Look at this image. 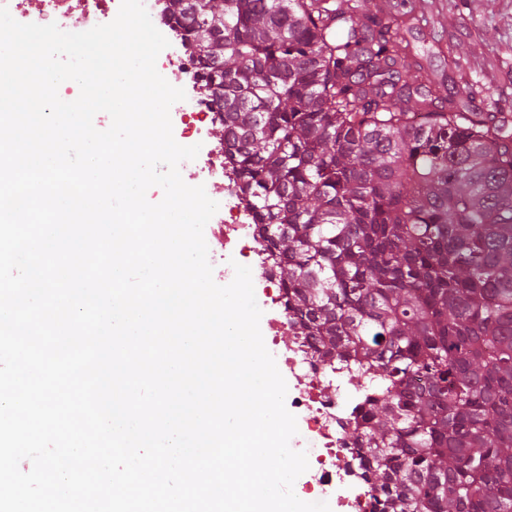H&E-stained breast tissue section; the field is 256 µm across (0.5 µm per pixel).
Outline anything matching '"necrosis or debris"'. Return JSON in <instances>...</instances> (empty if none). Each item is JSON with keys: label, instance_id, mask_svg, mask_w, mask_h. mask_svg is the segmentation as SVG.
Returning a JSON list of instances; mask_svg holds the SVG:
<instances>
[{"label": "necrosis or debris", "instance_id": "4bbe7bcc", "mask_svg": "<svg viewBox=\"0 0 512 512\" xmlns=\"http://www.w3.org/2000/svg\"><path fill=\"white\" fill-rule=\"evenodd\" d=\"M155 27L168 39L171 49L162 64V75L183 88L186 98L175 113L181 136L203 151L181 167L198 185L220 188L223 204L211 219L213 235L222 249L213 257L225 281H232L234 264L250 267L255 287L261 288L270 312L265 318L268 341L274 347L276 364L288 377V398L297 419L298 433L292 449L306 452L308 478L301 493L310 501L327 502L331 512H371L374 490L353 470L359 457L354 433L357 395L344 379L342 369L330 367L312 354L301 340L281 344L291 331L284 304V291L254 224V214L240 190L233 166L224 157L223 144L211 143L210 128L219 123L212 97L199 89L194 78L196 61L185 51L179 29L169 23L164 0H143ZM18 22L40 25L57 23L60 29L84 32L114 19L120 0H42L38 15H31L28 0H0Z\"/></svg>", "mask_w": 512, "mask_h": 512}]
</instances>
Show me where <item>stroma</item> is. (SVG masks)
I'll return each mask as SVG.
<instances>
[{"label":"stroma","mask_w":512,"mask_h":512,"mask_svg":"<svg viewBox=\"0 0 512 512\" xmlns=\"http://www.w3.org/2000/svg\"><path fill=\"white\" fill-rule=\"evenodd\" d=\"M416 18L406 32L410 62L442 92L476 91L512 114V0H406Z\"/></svg>","instance_id":"obj_1"}]
</instances>
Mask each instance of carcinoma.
<instances>
[{
  "instance_id": "obj_1",
  "label": "carcinoma",
  "mask_w": 512,
  "mask_h": 512,
  "mask_svg": "<svg viewBox=\"0 0 512 512\" xmlns=\"http://www.w3.org/2000/svg\"><path fill=\"white\" fill-rule=\"evenodd\" d=\"M169 0L295 335L358 367L374 512H512V130L371 0Z\"/></svg>"
}]
</instances>
